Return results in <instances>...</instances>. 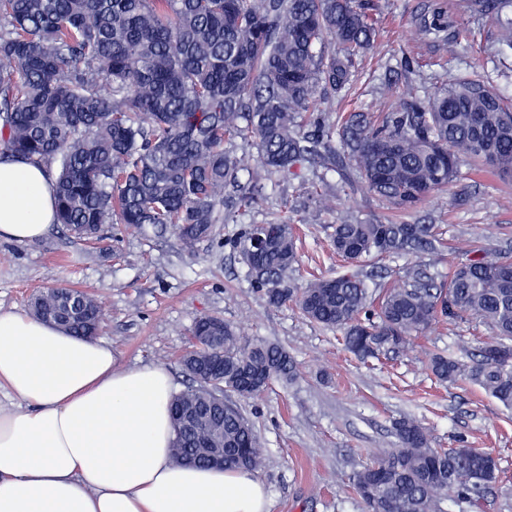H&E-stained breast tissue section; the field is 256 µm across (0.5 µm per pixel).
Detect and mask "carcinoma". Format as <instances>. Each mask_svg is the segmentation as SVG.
Instances as JSON below:
<instances>
[{
  "mask_svg": "<svg viewBox=\"0 0 512 512\" xmlns=\"http://www.w3.org/2000/svg\"><path fill=\"white\" fill-rule=\"evenodd\" d=\"M470 12L497 16L512 0H468ZM366 0H0V157L46 166L56 181L57 223L79 238L108 224L171 232L193 250L222 224L224 189L251 173L240 206L258 202L264 181L326 167L344 154L369 192L412 209L457 179L468 160L498 161L512 175V106L480 78L448 84L429 100L412 85L403 108L376 118L355 112L341 125L325 117L326 88H348L373 41ZM256 150L239 155L235 141ZM486 225L459 250L466 260L437 280L410 266L397 281L369 288L358 272L305 284L288 276L298 262L288 217L248 225L233 242L253 287L269 304L295 305L307 319L343 332L362 357L403 350L441 318L473 317L493 332L480 359L463 368L434 353L442 382L465 376L512 409V257L489 251ZM337 256L367 258L447 247L432 224L341 218L332 225ZM224 344L182 362L192 385L173 406L206 411L213 398L261 394L295 372L283 348L248 343L214 316ZM224 432V469H257L262 445L232 404L196 429H175L176 460L199 466L193 449ZM399 445L354 475L365 512H434L450 495L476 504L485 488L458 449L432 446L411 419L394 423Z\"/></svg>",
  "mask_w": 512,
  "mask_h": 512,
  "instance_id": "cac0c4a2",
  "label": "carcinoma"
}]
</instances>
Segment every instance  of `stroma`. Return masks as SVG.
I'll use <instances>...</instances> for the list:
<instances>
[{
    "label": "stroma",
    "instance_id": "1",
    "mask_svg": "<svg viewBox=\"0 0 512 512\" xmlns=\"http://www.w3.org/2000/svg\"><path fill=\"white\" fill-rule=\"evenodd\" d=\"M372 50L353 85L338 92L328 112L372 115L402 107L398 87L414 84L432 96L448 81L479 73L512 98V49L499 41L512 10L496 20L473 18L461 0H371ZM442 12L448 28H474V41L451 48L424 35L420 19ZM336 198L344 214L360 221L434 224L446 238H465L491 224L492 249L512 255V178L462 168L442 192L411 210L380 201L348 166L328 170L307 163L297 178L268 184L258 203L238 208V188L224 191L226 223L212 241L186 251L172 233L111 228L110 248L78 240L61 225L28 243L0 239V309L29 311L32 297L55 286L95 296L104 312L99 338L110 343L122 365L162 366L178 390L190 380L181 357L195 319L209 314L240 329L244 339L285 348L296 365L289 382H273L260 396L238 400L264 449L255 475L265 485L271 512H363L353 475L396 447V419L427 428L437 448L459 443L492 453L498 478L479 504L454 498L441 512H512V409L500 406L467 380L439 384L428 367L444 351L471 363L491 336L476 320L438 321L405 352L360 359L348 352L340 332L304 319L292 306H270L253 288L233 241L250 224L274 221L285 209L302 210L307 189ZM335 218L302 227L301 274L331 275L340 265L328 247Z\"/></svg>",
    "mask_w": 512,
    "mask_h": 512
}]
</instances>
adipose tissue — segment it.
I'll use <instances>...</instances> for the list:
<instances>
[{"label": "adipose tissue", "mask_w": 512, "mask_h": 512, "mask_svg": "<svg viewBox=\"0 0 512 512\" xmlns=\"http://www.w3.org/2000/svg\"><path fill=\"white\" fill-rule=\"evenodd\" d=\"M44 166L0 158V238L52 228ZM0 512H270L248 471L177 464L166 368L124 367L111 344L0 312Z\"/></svg>", "instance_id": "obj_1"}]
</instances>
